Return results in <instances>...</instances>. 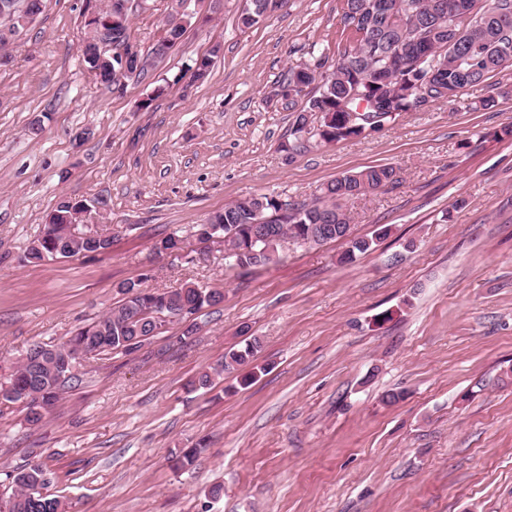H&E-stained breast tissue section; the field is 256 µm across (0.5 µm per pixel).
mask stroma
<instances>
[{"instance_id": "1", "label": "stroma", "mask_w": 512, "mask_h": 512, "mask_svg": "<svg viewBox=\"0 0 512 512\" xmlns=\"http://www.w3.org/2000/svg\"><path fill=\"white\" fill-rule=\"evenodd\" d=\"M169 0H147L131 40L150 51ZM246 0H187L190 25L147 78L114 90L88 71L89 0H43L0 66V366L64 341L121 298L223 290L200 329L78 364L35 426L0 400V474L46 465L67 512H512V69L461 101L399 113L375 131L289 150L272 98L289 66L335 57L341 0H288L246 28ZM206 80L197 59L213 44ZM495 98L492 108L483 99ZM150 99L140 109L142 99ZM399 180L347 201L352 234L389 237L352 261L343 242L289 245L278 262L224 260L197 225L255 193L312 201L348 171ZM112 246L24 258L60 198ZM190 253L160 255L171 234ZM261 340L249 385L188 386ZM401 392L393 405L387 392ZM202 445L192 467L173 459ZM221 486L219 500L208 491Z\"/></svg>"}]
</instances>
